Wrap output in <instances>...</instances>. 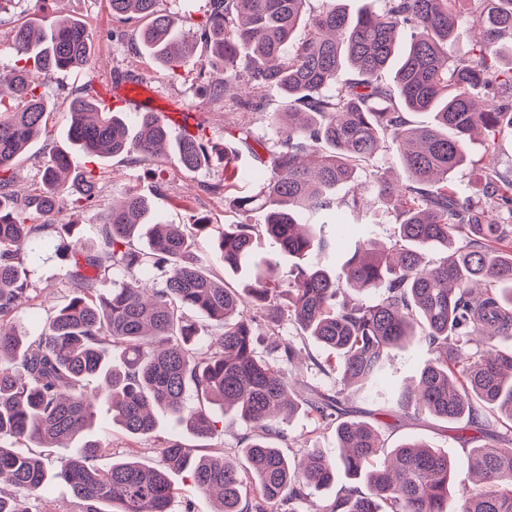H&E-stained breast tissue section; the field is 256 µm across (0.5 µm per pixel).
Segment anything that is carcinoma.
Instances as JSON below:
<instances>
[{"label":"carcinoma","mask_w":512,"mask_h":512,"mask_svg":"<svg viewBox=\"0 0 512 512\" xmlns=\"http://www.w3.org/2000/svg\"><path fill=\"white\" fill-rule=\"evenodd\" d=\"M308 0H209L198 23L208 56L199 75L212 77L213 96L254 106L252 92L278 90L287 110L275 113L276 135L238 140L269 156L271 176L232 205L261 224L215 226L224 270L247 280L234 288L205 264L200 238L208 224H165L149 219L146 197L130 192L103 214L98 240L75 242L68 254L69 302L31 341L3 328L31 299L26 261L65 231L67 213L91 209L98 176L77 173L68 156L52 153L34 193L18 203L14 165L47 123L43 88L54 73L88 68L91 38L77 19L62 17L49 32L20 25L12 32L15 63L0 69V512H25L22 502L52 477L63 480L85 512H172L173 471H187L205 493L217 494L215 512H268L290 506L309 489L325 488L342 472L347 484L329 512H512V169L494 159L474 160L470 142L481 129L512 131V95L500 92L494 64L512 57V0H378L356 17L329 0L306 12ZM112 17L148 19L139 33L143 52L170 73L192 51L173 28L159 0H110ZM483 29L466 57L449 47ZM306 34L295 39L299 28ZM357 78L344 77L345 70ZM393 72V85L381 72ZM433 115L414 125L405 113ZM68 140L88 155L163 154L170 144L154 112H102L87 97L69 106ZM400 149L395 180L371 171V188L394 218L397 232L381 240L362 226L353 251L332 278L324 262L340 247L315 232L317 224L346 223L366 207L348 189L373 165L385 143ZM203 131L177 145L185 168L209 158ZM239 151L224 146V189L253 177L234 164ZM478 169L480 187L466 194L452 181L465 164ZM494 200L489 210L478 195ZM276 256L253 261L260 237ZM440 251L438 260L430 254ZM295 263L291 277L276 275L279 258ZM165 279L148 290L122 281L148 268ZM112 278V289L98 284ZM325 348L332 358L313 361L332 379L327 389L298 387L287 366L297 347L259 350V336L275 334L283 319ZM427 346L431 358L414 388L389 383V351ZM98 377L112 421L133 439L152 433L154 408L163 407L198 438H214V412L234 413L261 436L240 450L204 454L174 442L161 448L162 464L98 459L106 448L83 453L52 475L42 459L1 442L63 445L86 434L94 414L86 381ZM201 396L187 403L189 389ZM387 415L427 413L439 420L478 423L492 411L506 432L467 448L469 467L457 470L443 453L418 438L387 447L365 420L344 419L350 391ZM305 409L316 429L335 428L338 454L309 448L297 459L282 450L281 424ZM255 488L247 500L243 491Z\"/></svg>","instance_id":"1"}]
</instances>
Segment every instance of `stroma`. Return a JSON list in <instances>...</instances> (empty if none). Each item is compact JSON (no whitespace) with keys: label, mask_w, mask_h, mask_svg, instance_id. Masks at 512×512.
<instances>
[{"label":"stroma","mask_w":512,"mask_h":512,"mask_svg":"<svg viewBox=\"0 0 512 512\" xmlns=\"http://www.w3.org/2000/svg\"><path fill=\"white\" fill-rule=\"evenodd\" d=\"M59 15L82 21L93 42L96 67L57 73L46 86L45 94L52 104V110L45 133L35 139L17 160L19 187H34L42 160L53 150L66 149L74 166L97 172L100 178L99 211H106L112 203L122 200L129 190L134 189L145 195L154 213L169 224L190 223L195 215L211 224L241 221V214L230 208L223 194L208 190L209 185L224 180V160L221 156H213L209 165L194 171L182 168L171 150L148 161L126 156H88L70 148L67 141L69 102L74 96L89 94L93 80L121 72L131 73L153 90L160 101H174L190 109L195 123L201 124L212 142L220 146L228 135L241 130L250 131L259 138H269L275 113L284 109L281 94L276 91L259 93L255 108L245 111L214 98L205 84L193 79L191 74L176 78L166 75L156 63L136 50L132 44L135 23L113 20L108 0H0V68L15 61L10 45V32L15 25L32 22L45 26ZM27 269L36 298L29 306L22 308L10 324L17 334L34 338L43 332L56 308L65 301L68 291L63 288L62 282L67 263L58 251L49 249L39 259L29 261ZM275 339L284 344L303 342L294 326L286 320L279 326ZM306 345L310 359L296 361L291 371L305 384H323L325 377L315 363L325 360L327 353L315 342ZM155 415L156 430L133 440L113 425L107 405H99L89 437L107 448L106 454L99 459L100 466L110 467L113 460L127 456L151 466L159 465L160 446L168 441L188 448L198 447V440L185 425L177 423L164 410H156ZM372 423L383 432L388 446H395L406 437L415 436L446 451L462 469L467 466L464 443L480 445L487 434L502 430L501 419L492 414L487 415L483 429L472 428L465 432L457 423L428 415L412 418L401 414H380L373 418ZM284 429L288 436L286 452L289 456H300L306 448H321L331 454L337 451L334 435L315 430L312 420L304 414L295 415ZM26 507L28 512H83L82 503L71 496L66 485L54 480L29 497Z\"/></svg>","instance_id":"stroma-1"}]
</instances>
